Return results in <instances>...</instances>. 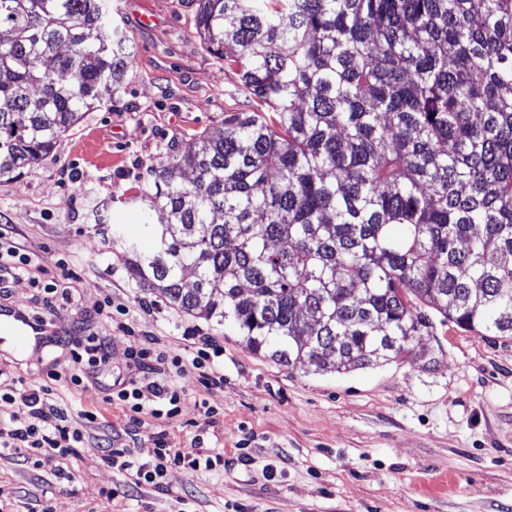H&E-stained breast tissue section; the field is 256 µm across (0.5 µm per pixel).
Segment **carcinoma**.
<instances>
[{
	"label": "carcinoma",
	"mask_w": 512,
	"mask_h": 512,
	"mask_svg": "<svg viewBox=\"0 0 512 512\" xmlns=\"http://www.w3.org/2000/svg\"><path fill=\"white\" fill-rule=\"evenodd\" d=\"M107 2L0 0V178L122 81ZM196 31L268 112L160 164L139 287L288 368L401 359L432 310L512 337V0H198Z\"/></svg>",
	"instance_id": "carcinoma-1"
}]
</instances>
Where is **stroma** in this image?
<instances>
[{
	"mask_svg": "<svg viewBox=\"0 0 512 512\" xmlns=\"http://www.w3.org/2000/svg\"><path fill=\"white\" fill-rule=\"evenodd\" d=\"M114 25L135 51L123 82L103 104L83 114L54 150L20 177L0 179V222L32 262L27 274L0 278L9 303L49 319L55 334L24 359L0 356V421L14 377L43 378L66 370L75 345L95 335L109 341L108 364L86 368L75 387L53 383L54 403L80 428L65 475L0 454V512H512V338L486 336L435 316L429 366L421 350L374 368L319 372L281 366L246 349L215 321L188 315L159 291H145L128 274L122 242L137 239L147 212L142 189L160 164L203 132L221 127L225 112L264 103L242 102L235 69L207 52L195 32L197 0H111ZM108 208L122 239L95 223ZM73 296L71 307L45 302L46 288ZM125 308L127 332L98 313L103 300ZM206 336L221 349L211 366L223 389L206 394L192 365L191 339ZM180 357L165 372L136 366L130 351ZM172 384L185 397L178 415H143L107 402L113 381ZM208 396L216 413L194 406ZM102 420L83 425L79 414ZM199 447L211 468H169L166 487H134L108 468L103 446L125 449L141 462L153 439ZM247 456L249 465L239 462Z\"/></svg>",
	"mask_w": 512,
	"mask_h": 512,
	"instance_id": "obj_1",
	"label": "stroma"
}]
</instances>
